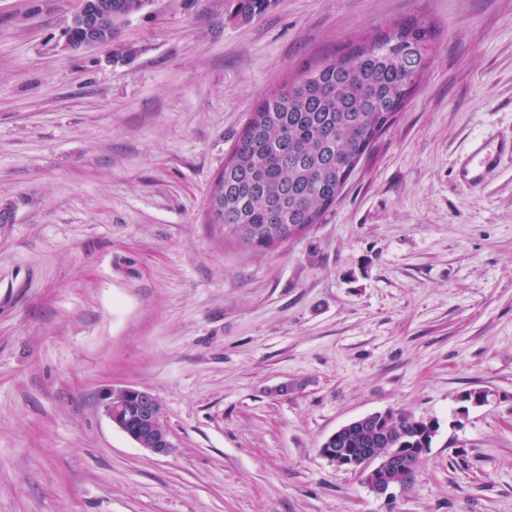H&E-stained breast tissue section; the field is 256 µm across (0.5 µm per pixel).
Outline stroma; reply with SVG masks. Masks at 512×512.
I'll list each match as a JSON object with an SVG mask.
<instances>
[{"instance_id": "obj_1", "label": "stroma", "mask_w": 512, "mask_h": 512, "mask_svg": "<svg viewBox=\"0 0 512 512\" xmlns=\"http://www.w3.org/2000/svg\"><path fill=\"white\" fill-rule=\"evenodd\" d=\"M78 7L0 0V512H512V160L454 174L512 131V0H149L71 50ZM411 16L432 61L321 222L265 251L208 223L257 102ZM387 409L438 432L385 498L320 448ZM512 159V133L493 139L474 141L455 164L456 177L473 190H480L491 180L503 158ZM101 406L112 423L140 448L160 456L173 453L176 445L163 420L162 407L150 391L113 386L102 395ZM132 413L137 421L131 428Z\"/></svg>"}]
</instances>
